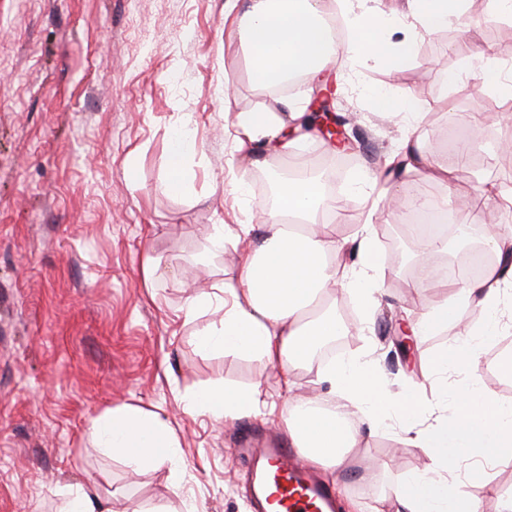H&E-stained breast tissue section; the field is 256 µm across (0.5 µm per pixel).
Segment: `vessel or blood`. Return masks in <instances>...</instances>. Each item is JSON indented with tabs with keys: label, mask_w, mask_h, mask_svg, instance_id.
I'll use <instances>...</instances> for the list:
<instances>
[{
	"label": "vessel or blood",
	"mask_w": 512,
	"mask_h": 512,
	"mask_svg": "<svg viewBox=\"0 0 512 512\" xmlns=\"http://www.w3.org/2000/svg\"><path fill=\"white\" fill-rule=\"evenodd\" d=\"M263 455L269 470L253 482L255 512H264L269 505L277 512H335L331 491L305 470L300 449L277 445L264 449Z\"/></svg>",
	"instance_id": "vessel-or-blood-1"
}]
</instances>
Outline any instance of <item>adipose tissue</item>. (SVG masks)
Instances as JSON below:
<instances>
[{
	"label": "adipose tissue",
	"mask_w": 512,
	"mask_h": 512,
	"mask_svg": "<svg viewBox=\"0 0 512 512\" xmlns=\"http://www.w3.org/2000/svg\"><path fill=\"white\" fill-rule=\"evenodd\" d=\"M408 13L423 33L448 26L461 0H406ZM326 0H226L224 16L238 38L254 86L266 89L294 73L319 82L339 46L326 23ZM386 15L366 10L352 15L351 48L374 61L402 64L413 52L415 39L404 36L389 43L383 31ZM477 73L495 96L512 101V64L484 50L474 54ZM230 125L237 150L253 165L271 166L291 156L294 145L288 127L303 129L308 121L290 102L280 111L233 113ZM314 176L283 182L271 222L261 242L239 255L234 280L213 284L184 307L192 317L205 309L220 311L219 320L202 331L204 349L222 350L280 367L286 397L280 406L281 422L293 447L302 449L308 463L338 473L363 438V432L398 420L409 445L424 449L425 467L393 492L396 512H483V502L458 490L457 470L463 460L474 462L473 474L512 460V404L484 392L469 381L457 400L452 418L417 427L423 407L412 399L392 404L380 394L382 376L368 361L343 362L322 372L334 400L329 410L318 401L298 400L290 370L295 361L320 341L340 335L342 327L323 307L335 285L351 287L363 306H371V280L377 265L372 237L356 243L359 266L337 265L344 242L333 238L326 225L317 223L315 211L332 209ZM494 261L476 279L457 284L448 296L413 323V333H431L461 321L463 309L477 305L486 313L429 365L443 373L448 368L473 369L482 348L496 336L512 330V229L495 228L485 237ZM188 409L213 421H234L261 414L267 402L259 386L244 390L221 386L189 397ZM91 436L97 447L112 451L127 463L142 467L154 461H178L180 439L168 421L141 408L117 406L93 420Z\"/></svg>",
	"instance_id": "obj_1"
}]
</instances>
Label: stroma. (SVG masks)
<instances>
[{
	"label": "stroma",
	"instance_id": "1",
	"mask_svg": "<svg viewBox=\"0 0 512 512\" xmlns=\"http://www.w3.org/2000/svg\"><path fill=\"white\" fill-rule=\"evenodd\" d=\"M225 0H0V512H60L65 490L85 486L101 499L163 512H253L250 506L259 450L266 439L287 442L278 414L248 416L225 425L185 409L183 397L217 383L260 385L281 403L279 370L251 358L202 351L200 330L215 312L186 318L183 308L198 284L184 268L201 265L207 283L235 276L234 247L212 251L217 224H260V206L244 211L223 179L234 173L254 187L261 170L239 162L225 129L224 111H275L283 98L307 111L314 86L287 93L260 90L224 33ZM464 20L478 27L479 45L512 60L491 32L511 31L491 15L489 0H464ZM450 25L417 37L400 68L340 50L327 66L338 79L336 113L348 117L353 164L333 196L344 219L337 239L371 231L380 260L373 273L376 303L358 318L356 342L340 359L369 358L391 398L432 401L422 360L441 354L458 334L416 336L399 349L403 329L440 288L414 289L410 262L383 256V225L401 250L416 254L421 239L402 236L399 215L359 175H376L398 189L404 179L388 164L409 134L403 120L376 111L372 93L417 96L420 128L437 161L449 170L457 158L448 135L467 130L480 101L460 92L480 84L462 76L471 48L449 44ZM237 89L224 103L225 83ZM186 129L197 142L189 162L192 192L161 188L174 135ZM512 123H487L473 137L470 156L484 172L433 181L448 195L449 232L475 220L477 232L503 223L494 206L473 212L478 188L512 183ZM158 262L152 290L141 269ZM159 414L176 430L178 465L132 468L93 444L92 420L116 406ZM252 453H240L244 437ZM377 478L363 479L367 463ZM422 449L407 445L396 427L366 435L338 481L343 501L366 505L391 493L424 466ZM463 493L482 498L484 512H499L512 495V462L491 469L485 481L461 480Z\"/></svg>",
	"mask_w": 512,
	"mask_h": 512
}]
</instances>
